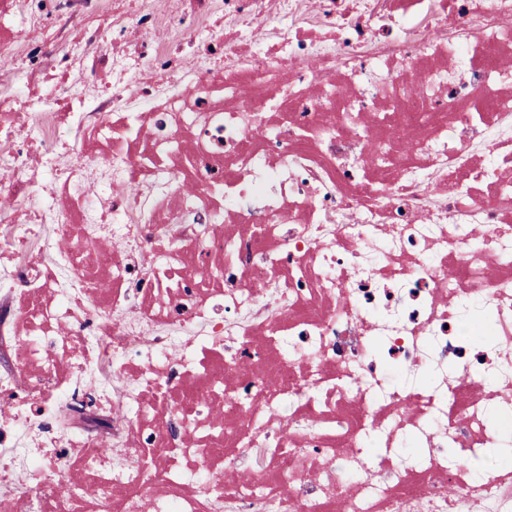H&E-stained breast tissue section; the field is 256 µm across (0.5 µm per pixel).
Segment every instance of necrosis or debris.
<instances>
[{"label":"necrosis or debris","instance_id":"necrosis-or-debris-1","mask_svg":"<svg viewBox=\"0 0 512 512\" xmlns=\"http://www.w3.org/2000/svg\"><path fill=\"white\" fill-rule=\"evenodd\" d=\"M0 60V512H512V0H0Z\"/></svg>","mask_w":512,"mask_h":512}]
</instances>
